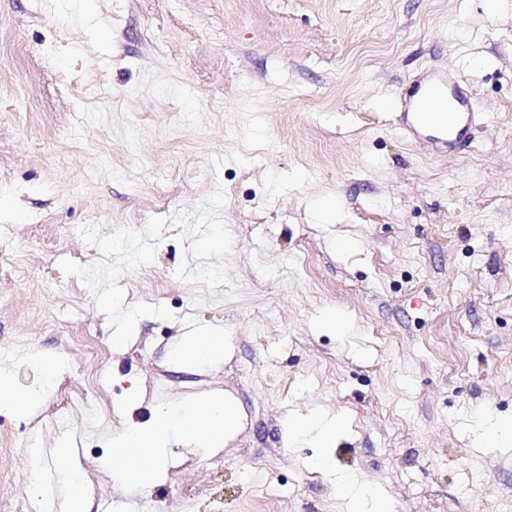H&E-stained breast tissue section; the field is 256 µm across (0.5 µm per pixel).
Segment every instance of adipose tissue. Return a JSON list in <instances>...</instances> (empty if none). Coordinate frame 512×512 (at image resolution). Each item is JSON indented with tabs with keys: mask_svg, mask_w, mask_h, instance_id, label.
Masks as SVG:
<instances>
[{
	"mask_svg": "<svg viewBox=\"0 0 512 512\" xmlns=\"http://www.w3.org/2000/svg\"><path fill=\"white\" fill-rule=\"evenodd\" d=\"M223 359V336L206 328L194 329L173 357L174 363L187 368L215 364ZM34 364L45 382L64 367L58 356L44 353L35 356ZM45 382L18 391L12 387L9 375L1 372L0 409L21 415L30 413L45 397ZM238 422L236 401L221 394L204 396L179 411L167 404H156L146 422L129 425L113 436V451L104 467L113 480L128 491L151 490L165 479L168 464L179 445L194 444L209 452H218ZM341 430L342 422L338 417L315 412L293 415L287 427L291 436L315 440L320 452L310 457L307 464L335 476L336 487L346 502L347 512H391V505L379 488L336 476L328 450L335 447Z\"/></svg>",
	"mask_w": 512,
	"mask_h": 512,
	"instance_id": "obj_1",
	"label": "adipose tissue"
}]
</instances>
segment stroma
Listing matches in <instances>:
<instances>
[{
  "mask_svg": "<svg viewBox=\"0 0 512 512\" xmlns=\"http://www.w3.org/2000/svg\"><path fill=\"white\" fill-rule=\"evenodd\" d=\"M443 71L481 115L451 153L396 122ZM197 327L223 362L176 367ZM37 353L65 367L0 413V512L36 476L53 512L68 477L92 512H344L287 435L316 410L343 419L337 472L394 512H512V448L482 440L512 416V0H0L14 388L42 383ZM211 392L241 407L224 450L180 449L142 493L104 470L152 405ZM48 384H40L25 391H17L11 386L8 374L0 373V409L16 414H28L43 401Z\"/></svg>",
  "mask_w": 512,
  "mask_h": 512,
  "instance_id": "stroma-1",
  "label": "stroma"
}]
</instances>
